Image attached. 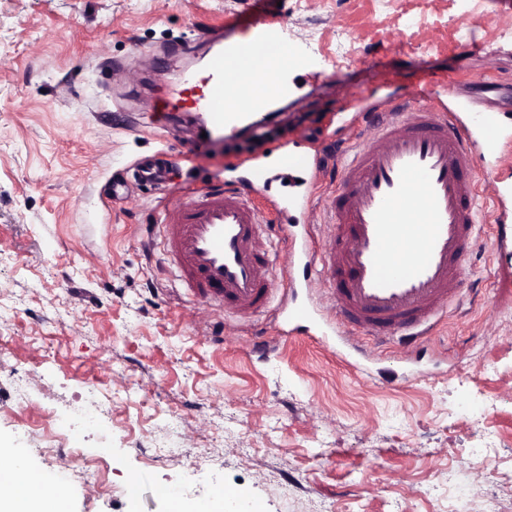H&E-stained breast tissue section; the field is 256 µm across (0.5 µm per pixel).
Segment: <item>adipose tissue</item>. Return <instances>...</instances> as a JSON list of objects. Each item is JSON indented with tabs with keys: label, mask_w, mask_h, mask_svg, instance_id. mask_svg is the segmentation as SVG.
<instances>
[{
	"label": "adipose tissue",
	"mask_w": 512,
	"mask_h": 512,
	"mask_svg": "<svg viewBox=\"0 0 512 512\" xmlns=\"http://www.w3.org/2000/svg\"><path fill=\"white\" fill-rule=\"evenodd\" d=\"M0 512H67L62 494L49 495L19 461L0 464Z\"/></svg>",
	"instance_id": "obj_1"
}]
</instances>
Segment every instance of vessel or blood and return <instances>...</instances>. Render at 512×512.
<instances>
[{
	"label": "vessel or blood",
	"instance_id": "vessel-or-blood-1",
	"mask_svg": "<svg viewBox=\"0 0 512 512\" xmlns=\"http://www.w3.org/2000/svg\"><path fill=\"white\" fill-rule=\"evenodd\" d=\"M287 26L259 16L234 40L223 28L211 31L216 49L203 69L187 73L148 118L158 128L164 113L200 114L198 132L181 141V158L223 146L248 120L224 88L247 83L250 60L281 44ZM510 161L512 131L500 129L493 107L467 111L453 91L444 99L411 93L382 103L367 142L349 151L323 204L329 224L322 251L305 239L291 242L304 300L279 294L264 227L267 219L284 222L310 209L319 169L305 148H280L271 162L255 157L238 181L194 190L165 209L162 254L183 286L224 316L244 321L275 310L277 336L334 342L347 362L395 345L409 357L461 295L478 238L481 177L498 184L493 223L512 218V184L502 178ZM278 175L296 178L294 190L257 205Z\"/></svg>",
	"mask_w": 512,
	"mask_h": 512
}]
</instances>
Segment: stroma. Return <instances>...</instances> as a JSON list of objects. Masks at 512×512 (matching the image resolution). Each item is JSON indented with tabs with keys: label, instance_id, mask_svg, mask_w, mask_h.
I'll list each match as a JSON object with an SVG mask.
<instances>
[{
	"label": "stroma",
	"instance_id": "35a3bbf8",
	"mask_svg": "<svg viewBox=\"0 0 512 512\" xmlns=\"http://www.w3.org/2000/svg\"><path fill=\"white\" fill-rule=\"evenodd\" d=\"M286 18L288 96L259 134L184 163L166 192L113 198L142 156L189 134L140 129L210 31L254 13ZM414 25H407V17ZM151 56L143 63L132 53ZM383 68L375 79L368 62ZM456 85L512 127V0H0V448L64 471L69 512H170L222 488L228 512H512V223L484 224L467 292L411 359L387 349L362 374L301 336L258 362L273 313L237 324L197 301L162 261L155 224L237 160L306 136L322 158L315 198L336 187L352 95L367 108ZM26 383V400L17 386ZM100 404L76 415L88 390ZM52 425L59 450L41 448Z\"/></svg>",
	"mask_w": 512,
	"mask_h": 512
}]
</instances>
